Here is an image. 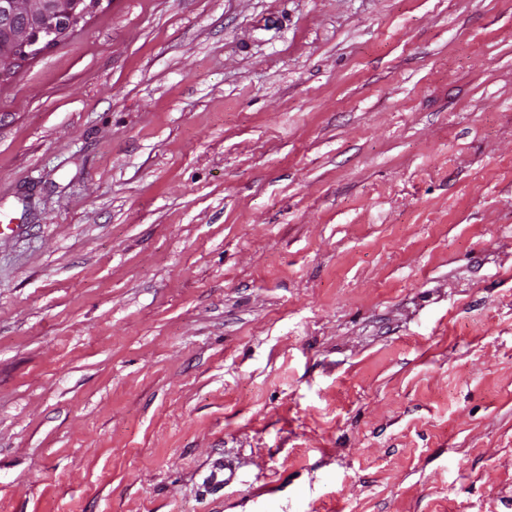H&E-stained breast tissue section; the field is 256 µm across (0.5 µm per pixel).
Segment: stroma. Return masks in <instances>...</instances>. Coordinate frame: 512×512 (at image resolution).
Returning a JSON list of instances; mask_svg holds the SVG:
<instances>
[{"instance_id":"obj_1","label":"stroma","mask_w":512,"mask_h":512,"mask_svg":"<svg viewBox=\"0 0 512 512\" xmlns=\"http://www.w3.org/2000/svg\"><path fill=\"white\" fill-rule=\"evenodd\" d=\"M0 512H512V0H101L1 77Z\"/></svg>"}]
</instances>
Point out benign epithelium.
Masks as SVG:
<instances>
[{
  "label": "benign epithelium",
  "instance_id": "7a95c632",
  "mask_svg": "<svg viewBox=\"0 0 512 512\" xmlns=\"http://www.w3.org/2000/svg\"><path fill=\"white\" fill-rule=\"evenodd\" d=\"M100 0H0V76L67 39Z\"/></svg>",
  "mask_w": 512,
  "mask_h": 512
}]
</instances>
